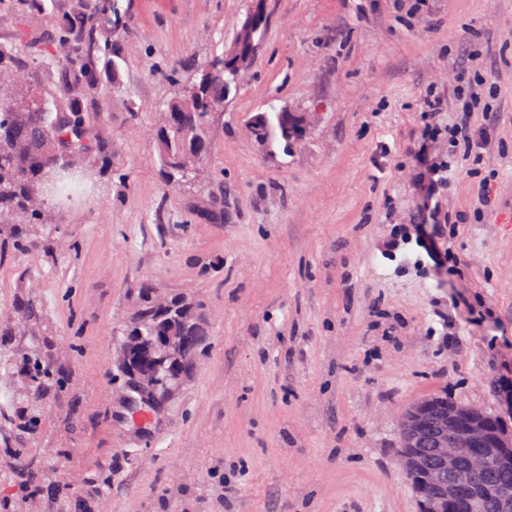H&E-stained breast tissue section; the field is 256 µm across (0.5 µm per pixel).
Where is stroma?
<instances>
[{
	"mask_svg": "<svg viewBox=\"0 0 512 512\" xmlns=\"http://www.w3.org/2000/svg\"><path fill=\"white\" fill-rule=\"evenodd\" d=\"M77 0L20 16L0 0V43L54 35ZM120 81L83 100L110 143L95 194L29 224L58 249L0 255V312L32 293L38 335L69 373L36 435L15 433L54 512L58 449L76 490L105 475V512H418L399 467L398 417L432 394L504 410L512 384V0H123ZM264 26L241 83L210 123L195 180L164 186L155 139L197 64L231 50L254 8ZM492 78L473 170L428 136L425 98ZM310 113L289 152L247 121ZM450 161L439 200L443 267L416 243L421 148ZM148 284L202 306L193 377L135 424L112 354Z\"/></svg>",
	"mask_w": 512,
	"mask_h": 512,
	"instance_id": "35a3bbf8",
	"label": "stroma"
}]
</instances>
